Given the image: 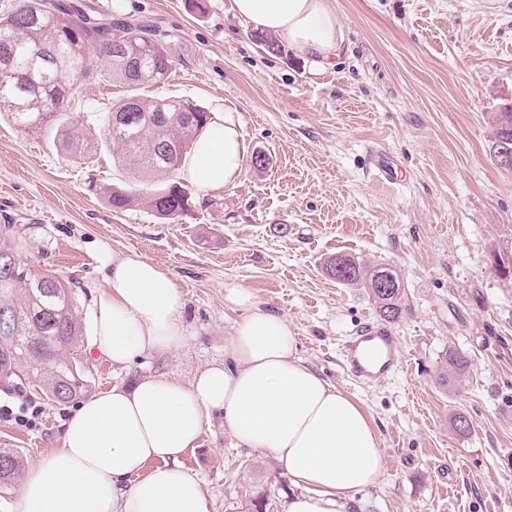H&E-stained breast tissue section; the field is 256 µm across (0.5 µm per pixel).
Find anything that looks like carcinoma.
<instances>
[{
  "label": "carcinoma",
  "instance_id": "cac0c4a2",
  "mask_svg": "<svg viewBox=\"0 0 512 512\" xmlns=\"http://www.w3.org/2000/svg\"><path fill=\"white\" fill-rule=\"evenodd\" d=\"M171 37L160 22L101 13L88 6L70 7L60 0H17L0 12V115L23 130L51 128L72 154L88 147L87 133L65 112L74 84L90 74L94 55L112 69V79L129 86L157 84L172 68ZM55 46L56 62L46 65L37 54ZM124 45L126 62L112 53ZM138 109L125 122L124 109ZM209 121L207 112L184 100L129 97L108 113L103 136L118 146L115 165L129 170L138 188L114 186L107 200L114 210L146 206L161 220H176L194 207L190 192L175 174ZM493 157L498 132L512 130V111L494 117ZM328 274L343 286H363L380 320L395 323L407 309L408 295L395 265H369L348 255L328 261ZM84 345L76 291L55 273L40 272L21 261L14 225L0 228V390L22 392L37 382L45 397L65 405L86 389L85 372L75 360ZM438 374L451 385L464 376L469 359L455 348L442 355ZM22 456L0 446V489L20 478Z\"/></svg>",
  "mask_w": 512,
  "mask_h": 512
}]
</instances>
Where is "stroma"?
Listing matches in <instances>:
<instances>
[{
    "mask_svg": "<svg viewBox=\"0 0 512 512\" xmlns=\"http://www.w3.org/2000/svg\"><path fill=\"white\" fill-rule=\"evenodd\" d=\"M92 2L175 25L174 67L140 97L231 115L248 152L235 187L164 222L105 198L131 180L100 142L129 89L100 62L68 107L96 141L91 155L64 154L53 136L0 120V224L22 229L24 262L76 288L84 333L112 253L157 263L183 295L182 346L126 368L83 352L88 395L141 377L185 382L223 363L246 314L226 298L235 284L286 319L304 363L373 419L387 470L353 512H512V175L490 151L492 117L512 103V0H333L344 42L324 69L289 47L265 51L232 0ZM377 151L397 166L396 182L378 178ZM339 254L404 277L410 308L393 325L402 366L378 383L342 368L344 340L377 314L366 289L326 274ZM450 347L471 360L453 388L438 379ZM74 409L34 388L0 392V443L30 469L60 447ZM458 412L471 434L453 431ZM182 464L209 512H247L261 496L269 512H286L296 492L269 453L239 447L217 414Z\"/></svg>",
    "mask_w": 512,
    "mask_h": 512,
    "instance_id": "stroma-1",
    "label": "stroma"
}]
</instances>
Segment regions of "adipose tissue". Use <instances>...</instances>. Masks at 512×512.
<instances>
[{
    "instance_id": "adipose-tissue-1",
    "label": "adipose tissue",
    "mask_w": 512,
    "mask_h": 512,
    "mask_svg": "<svg viewBox=\"0 0 512 512\" xmlns=\"http://www.w3.org/2000/svg\"><path fill=\"white\" fill-rule=\"evenodd\" d=\"M242 21L333 65L343 33L329 0H232ZM246 146L232 117L211 120L180 170L198 193L235 186ZM94 304L91 351L127 365L177 349L183 296L171 275L135 254L105 263ZM239 445L272 454L301 486L288 512H347L387 470L370 415L308 367L284 318L256 308L234 329L223 364L190 382L148 377L81 402L61 448L21 481L19 512H209L180 458L211 412Z\"/></svg>"
}]
</instances>
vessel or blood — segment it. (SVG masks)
I'll return each mask as SVG.
<instances>
[{"instance_id":"vessel-or-blood-1","label":"vessel or blood","mask_w":512,"mask_h":512,"mask_svg":"<svg viewBox=\"0 0 512 512\" xmlns=\"http://www.w3.org/2000/svg\"><path fill=\"white\" fill-rule=\"evenodd\" d=\"M341 357L344 371L354 381L377 382L398 370L399 339L387 324L369 321L343 343Z\"/></svg>"}]
</instances>
